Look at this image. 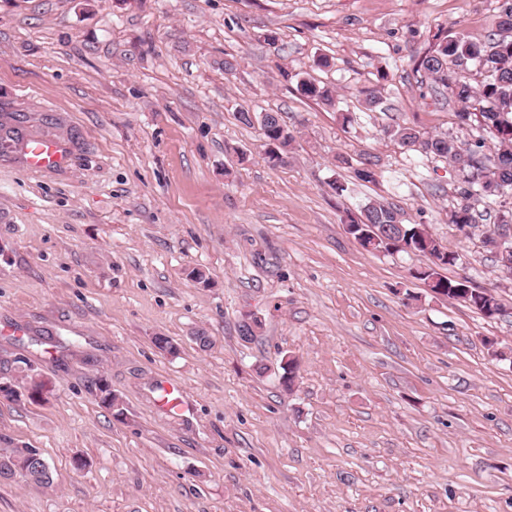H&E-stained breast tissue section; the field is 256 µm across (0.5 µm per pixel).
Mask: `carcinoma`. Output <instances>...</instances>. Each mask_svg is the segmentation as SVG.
Returning a JSON list of instances; mask_svg holds the SVG:
<instances>
[{
  "instance_id": "carcinoma-1",
  "label": "carcinoma",
  "mask_w": 512,
  "mask_h": 512,
  "mask_svg": "<svg viewBox=\"0 0 512 512\" xmlns=\"http://www.w3.org/2000/svg\"><path fill=\"white\" fill-rule=\"evenodd\" d=\"M495 27L484 42L457 35L444 37L419 59L415 71L424 73L457 104L455 117L459 132L468 131L475 121L489 130L496 140L498 162H492L484 153L486 143L482 137L463 140L448 133L421 132L407 124L387 130V134L407 150L439 158L460 171L459 202L448 212V223L460 232L479 228L478 215L471 204L473 200L483 203V212L493 219V224L512 225V0H503ZM470 64L484 73L483 81L476 86L461 75ZM298 90L324 105H335L336 90L330 86L301 79ZM260 130L265 158L275 166L279 164V155L295 141L294 130L285 120L274 117L260 126ZM361 224L385 226L404 243L402 247L397 244L391 247L380 238L372 244L373 250L409 252L428 258L429 263L412 270L411 276L435 294L463 303L488 318L504 315L501 300L491 291L474 287L465 278L450 279L441 274L442 270L456 264L458 254L446 250L423 225L405 223L396 205L382 201L366 203L358 217L349 218L351 234L359 233ZM482 243L495 254L498 270L512 273V251L497 250L488 234ZM280 368L282 384L292 389L297 365L287 356L282 358ZM13 469L19 471L18 477L27 483L50 485L54 481L50 463L37 448H0V473Z\"/></svg>"
}]
</instances>
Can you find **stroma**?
<instances>
[{
    "label": "stroma",
    "instance_id": "stroma-1",
    "mask_svg": "<svg viewBox=\"0 0 512 512\" xmlns=\"http://www.w3.org/2000/svg\"><path fill=\"white\" fill-rule=\"evenodd\" d=\"M499 3L0 0V113L69 157L0 156V379L43 385L0 397V437L55 470L0 481V512H512V314L433 296L409 274L426 257L344 228L393 203L459 253L448 278L512 311L493 253L448 223L457 172L386 133L457 134L413 68L438 33L487 40ZM242 107L295 126L288 163L265 161ZM169 380L190 411L161 407ZM298 90L303 96L312 98L324 105H335L336 90L333 87L320 86L310 80L301 79L298 81ZM28 166L34 170L61 168L68 162L64 147L57 141L38 140L26 148Z\"/></svg>",
    "mask_w": 512,
    "mask_h": 512
}]
</instances>
